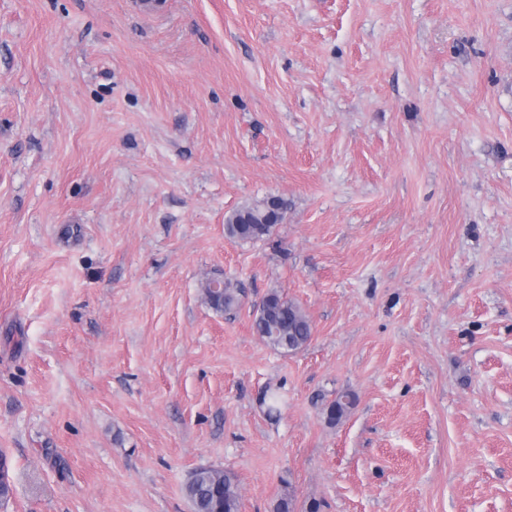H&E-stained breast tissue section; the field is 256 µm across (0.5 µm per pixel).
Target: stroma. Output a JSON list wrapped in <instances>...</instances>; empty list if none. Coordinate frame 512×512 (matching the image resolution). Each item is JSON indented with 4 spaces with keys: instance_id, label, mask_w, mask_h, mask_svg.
<instances>
[{
    "instance_id": "stroma-1",
    "label": "stroma",
    "mask_w": 512,
    "mask_h": 512,
    "mask_svg": "<svg viewBox=\"0 0 512 512\" xmlns=\"http://www.w3.org/2000/svg\"><path fill=\"white\" fill-rule=\"evenodd\" d=\"M0 453V512H512V0H0ZM288 212V202L281 196L268 195L232 211L225 218L224 231L228 238L242 242H257L269 238L276 225ZM276 219V216H278ZM223 289L222 292H213L207 281L203 286L205 300L217 311L231 312L239 305L240 289L230 280L224 281ZM264 303L270 313H259L254 322L257 335L268 345L283 349L281 344L288 341L289 351L298 350L308 344L312 336L311 322L302 308L283 295L273 292ZM194 512H239L236 476L215 467H199L186 485Z\"/></svg>"
}]
</instances>
